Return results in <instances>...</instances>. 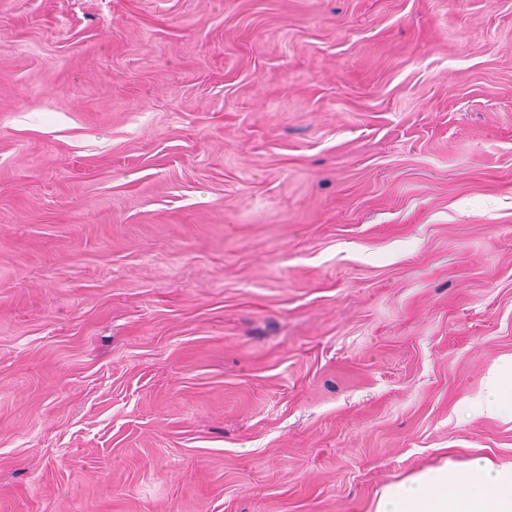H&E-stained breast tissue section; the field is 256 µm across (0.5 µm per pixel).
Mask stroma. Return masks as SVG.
<instances>
[{"label":"stroma","instance_id":"1","mask_svg":"<svg viewBox=\"0 0 512 512\" xmlns=\"http://www.w3.org/2000/svg\"><path fill=\"white\" fill-rule=\"evenodd\" d=\"M512 355V0H0V512H372Z\"/></svg>","mask_w":512,"mask_h":512}]
</instances>
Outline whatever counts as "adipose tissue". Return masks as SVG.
<instances>
[{
  "instance_id": "obj_1",
  "label": "adipose tissue",
  "mask_w": 512,
  "mask_h": 512,
  "mask_svg": "<svg viewBox=\"0 0 512 512\" xmlns=\"http://www.w3.org/2000/svg\"><path fill=\"white\" fill-rule=\"evenodd\" d=\"M468 408L512 422V356L490 366ZM373 512H512V460L476 456L420 470L387 484Z\"/></svg>"
}]
</instances>
